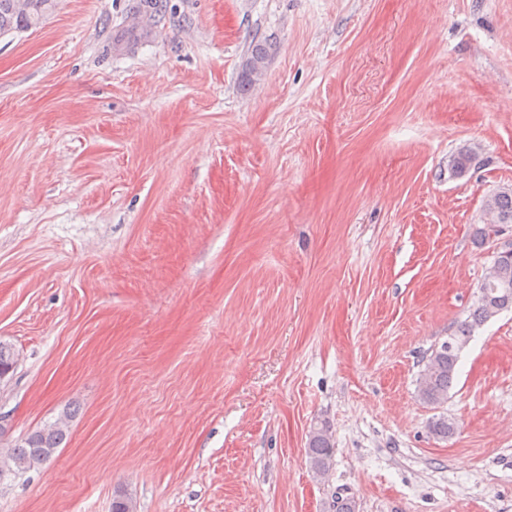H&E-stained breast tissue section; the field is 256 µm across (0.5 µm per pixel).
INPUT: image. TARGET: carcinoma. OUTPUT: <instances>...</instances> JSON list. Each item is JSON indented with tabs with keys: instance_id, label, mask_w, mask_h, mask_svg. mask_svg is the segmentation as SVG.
<instances>
[{
	"instance_id": "carcinoma-1",
	"label": "carcinoma",
	"mask_w": 512,
	"mask_h": 512,
	"mask_svg": "<svg viewBox=\"0 0 512 512\" xmlns=\"http://www.w3.org/2000/svg\"><path fill=\"white\" fill-rule=\"evenodd\" d=\"M54 5V0H0V35L23 31L40 23ZM273 44L257 41L251 44L242 67L240 80L252 85L264 76ZM475 160V153L466 149L452 156L449 166L457 175H464ZM488 222L476 230V240L484 243L497 224H512V189L496 191L484 202ZM512 309V255L495 259L492 273L479 287L477 300L467 319L461 321L448 339L433 348L417 378L419 398L430 406L448 401L460 353L472 340L475 328L497 316L499 311ZM74 412L65 409L54 421L33 429L7 448L0 449V484L13 481L37 470L49 461L69 436V423ZM457 423L444 415L430 423L436 436L454 434ZM333 439L329 426L313 429L309 435L307 453L312 471L326 475L333 466Z\"/></svg>"
}]
</instances>
